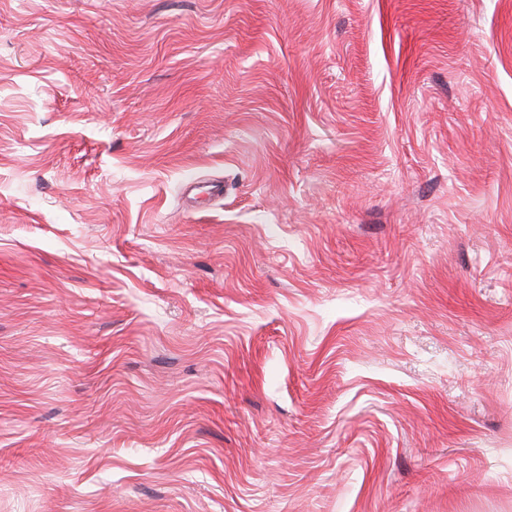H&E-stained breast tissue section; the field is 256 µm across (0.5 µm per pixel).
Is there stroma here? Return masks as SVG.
Masks as SVG:
<instances>
[{"instance_id":"1","label":"stroma","mask_w":512,"mask_h":512,"mask_svg":"<svg viewBox=\"0 0 512 512\" xmlns=\"http://www.w3.org/2000/svg\"><path fill=\"white\" fill-rule=\"evenodd\" d=\"M0 512H512V0H0Z\"/></svg>"}]
</instances>
